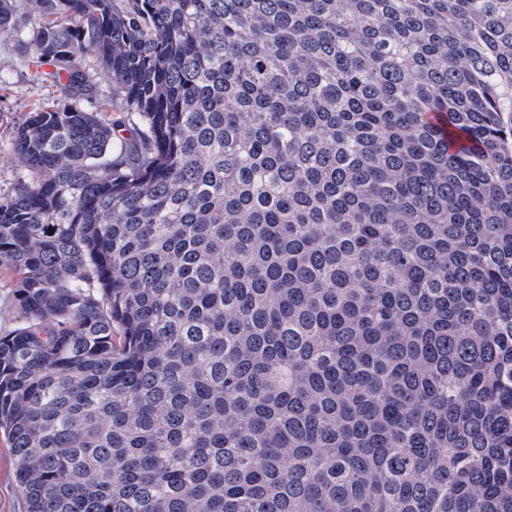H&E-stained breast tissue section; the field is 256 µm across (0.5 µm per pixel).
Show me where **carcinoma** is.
I'll return each mask as SVG.
<instances>
[{
    "label": "carcinoma",
    "mask_w": 512,
    "mask_h": 512,
    "mask_svg": "<svg viewBox=\"0 0 512 512\" xmlns=\"http://www.w3.org/2000/svg\"><path fill=\"white\" fill-rule=\"evenodd\" d=\"M30 2L26 512H512V0Z\"/></svg>",
    "instance_id": "obj_1"
}]
</instances>
